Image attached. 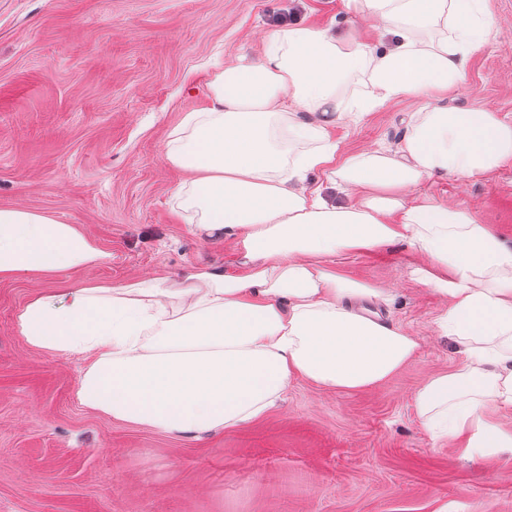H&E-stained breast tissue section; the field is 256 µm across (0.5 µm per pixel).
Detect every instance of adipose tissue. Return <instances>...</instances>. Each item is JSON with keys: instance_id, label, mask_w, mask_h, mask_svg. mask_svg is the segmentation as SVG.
Returning a JSON list of instances; mask_svg holds the SVG:
<instances>
[{"instance_id": "adipose-tissue-1", "label": "adipose tissue", "mask_w": 512, "mask_h": 512, "mask_svg": "<svg viewBox=\"0 0 512 512\" xmlns=\"http://www.w3.org/2000/svg\"><path fill=\"white\" fill-rule=\"evenodd\" d=\"M388 47L328 28L271 29L262 54L215 68L204 107L184 113L165 162L192 173L177 188L192 231L232 241L246 272L194 267L176 280L89 282L38 291L14 328L34 350L84 360L78 402L100 415L175 437L261 418L294 381L366 390L412 361L415 337L355 312L386 299L331 273L351 252L404 241L428 259L419 282L448 300L438 318L462 362L428 377L414 409L439 438L512 450L491 412L512 408V247L468 209L415 191L433 174L475 177L512 160V123L443 104L466 54L491 33L490 0H353ZM404 97L422 99L395 154L349 153L336 121ZM321 171L326 186L308 184ZM348 197L330 203L326 188ZM76 225L0 208V281L54 279L110 261Z\"/></svg>"}]
</instances>
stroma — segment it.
<instances>
[{
    "label": "stroma",
    "mask_w": 512,
    "mask_h": 512,
    "mask_svg": "<svg viewBox=\"0 0 512 512\" xmlns=\"http://www.w3.org/2000/svg\"><path fill=\"white\" fill-rule=\"evenodd\" d=\"M387 45L347 0H0V207L78 226L112 261L62 282L176 277L193 265L244 274L232 242L198 237L174 207L191 178L164 158L168 134L204 106L210 71L258 57L272 16ZM494 28L448 106L512 122V0H490ZM420 99L392 101L331 136L350 152L397 151ZM473 210L512 246V163L420 187ZM402 242L339 258L352 282L386 289L371 301L419 342L388 381L336 391L299 381L257 421L179 438L81 406L83 361L30 349L14 313L47 281L0 282V512H512V451L471 453L421 424L413 394L458 366L437 319L441 295Z\"/></svg>",
    "instance_id": "1"
}]
</instances>
